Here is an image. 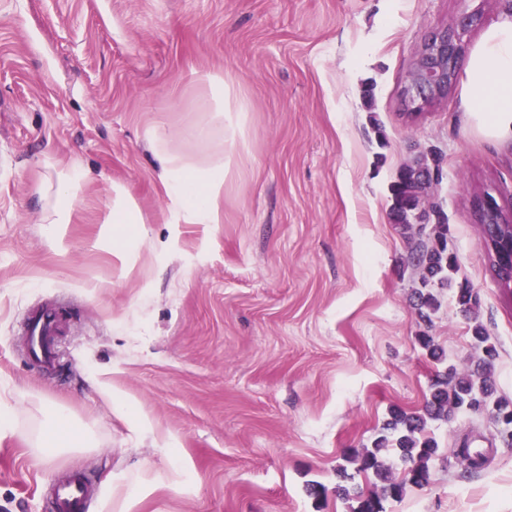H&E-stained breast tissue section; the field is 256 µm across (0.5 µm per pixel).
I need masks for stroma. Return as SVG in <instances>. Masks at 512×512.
I'll return each instance as SVG.
<instances>
[{
  "instance_id": "1",
  "label": "stroma",
  "mask_w": 512,
  "mask_h": 512,
  "mask_svg": "<svg viewBox=\"0 0 512 512\" xmlns=\"http://www.w3.org/2000/svg\"><path fill=\"white\" fill-rule=\"evenodd\" d=\"M512 0H0V512H52L66 476L86 512H351L365 485L354 449L392 409L422 410L437 372L477 369L451 292L431 322L413 303L411 231L390 186L434 151L429 189L497 349L492 382L512 400V292L492 270L473 201L512 218V146L465 121L463 86L420 115L400 93L429 35L479 13L472 50ZM223 71L249 105L222 221L173 224L146 128L192 123L190 70ZM84 174L74 220L41 221L53 165ZM145 220L127 260L104 220L111 184ZM55 310L53 371L25 348ZM432 336L446 354L432 361ZM48 407L86 447L30 462ZM430 480L386 512H512V446L485 414L429 422ZM487 457L475 475L461 443ZM324 486L325 503L311 488Z\"/></svg>"
}]
</instances>
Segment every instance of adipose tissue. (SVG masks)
Wrapping results in <instances>:
<instances>
[{"label":"adipose tissue","instance_id":"adipose-tissue-1","mask_svg":"<svg viewBox=\"0 0 512 512\" xmlns=\"http://www.w3.org/2000/svg\"><path fill=\"white\" fill-rule=\"evenodd\" d=\"M192 81L201 91L203 118L177 131L155 121L146 138L161 166L171 223L217 224L221 221L224 181L235 163V144L244 135L242 114L247 105L223 72L196 71ZM463 91L471 128L497 143L512 145V14H503L491 23L472 49L463 70ZM214 125L223 130L222 142L210 144L211 156L204 162H191V154L208 144V130ZM81 182L75 170H55L44 192L43 223H71ZM107 221L115 253L125 257L141 240L144 218L122 185L112 187ZM85 444L84 432L64 411L56 410L45 421L37 442L38 455L49 457L60 449Z\"/></svg>","mask_w":512,"mask_h":512}]
</instances>
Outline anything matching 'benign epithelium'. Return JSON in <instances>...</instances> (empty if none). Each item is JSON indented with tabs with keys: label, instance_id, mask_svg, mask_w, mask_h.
Masks as SVG:
<instances>
[{
	"label": "benign epithelium",
	"instance_id": "7a95c632",
	"mask_svg": "<svg viewBox=\"0 0 512 512\" xmlns=\"http://www.w3.org/2000/svg\"><path fill=\"white\" fill-rule=\"evenodd\" d=\"M473 19V15L465 13L451 31H441L423 43L411 63L410 78L403 90L407 108H427L446 94L454 78L453 66L461 61L463 36Z\"/></svg>",
	"mask_w": 512,
	"mask_h": 512
}]
</instances>
